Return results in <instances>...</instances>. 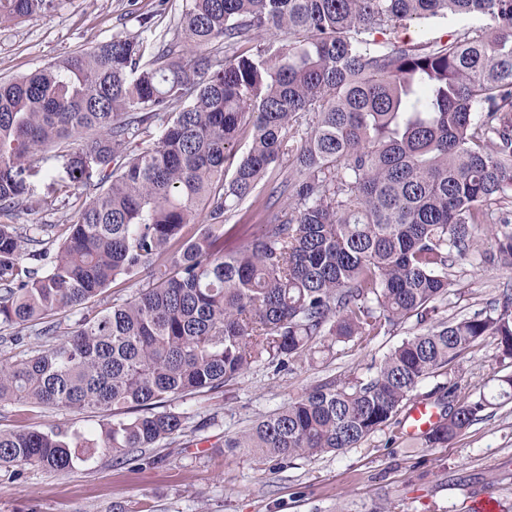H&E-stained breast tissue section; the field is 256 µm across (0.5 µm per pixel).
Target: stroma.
Listing matches in <instances>:
<instances>
[{
  "label": "stroma",
  "instance_id": "obj_1",
  "mask_svg": "<svg viewBox=\"0 0 512 512\" xmlns=\"http://www.w3.org/2000/svg\"><path fill=\"white\" fill-rule=\"evenodd\" d=\"M185 0H55L45 17L0 22V78L20 76L115 35L141 34L139 20L153 16L158 32L175 28ZM40 195L63 201L47 213L11 212L18 227L53 225L54 238L86 202L70 183L54 152H47L27 178ZM447 294L437 316L457 319L492 308L512 292V265L479 255L452 254ZM423 330L410 319L373 339L319 349L278 372L259 363L229 389L203 390L177 398L173 411L186 416L190 434L163 442L144 461L96 457L66 474L37 467L22 478L0 470V512H471V502L494 489L501 512H512V403L487 410L448 446L427 448L410 440L403 426L377 431L358 447L277 466L248 456L225 459L226 438L249 427L325 378L365 377L404 339ZM500 369L497 342L473 343L448 367L462 388L487 383ZM90 411L30 404L0 406V429L45 430L52 426L94 430Z\"/></svg>",
  "mask_w": 512,
  "mask_h": 512
}]
</instances>
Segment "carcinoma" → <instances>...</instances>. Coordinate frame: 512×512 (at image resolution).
<instances>
[{"instance_id":"cac0c4a2","label":"carcinoma","mask_w":512,"mask_h":512,"mask_svg":"<svg viewBox=\"0 0 512 512\" xmlns=\"http://www.w3.org/2000/svg\"><path fill=\"white\" fill-rule=\"evenodd\" d=\"M53 7L0 0V21ZM448 13L495 26L443 42L399 36ZM273 31L288 42L259 40ZM144 56L142 41L115 35L0 80V216L53 210L25 179L47 147L70 181L98 175L54 251L51 225L0 222L3 342L43 343L0 361V405L103 413L88 434L0 430V469L144 460L188 432L167 409L176 398L410 318L433 324L369 376L328 377L224 440V455L282 465L355 448L479 339L512 360L511 297L434 319L450 252L491 236L490 259L512 264V0H185L173 34ZM285 154L292 167L279 170ZM248 199L260 233L226 253L224 222ZM145 271L152 283L99 306L112 283ZM494 381L488 393L450 381L421 395L439 408L422 445L446 446L512 401V373Z\"/></svg>"}]
</instances>
